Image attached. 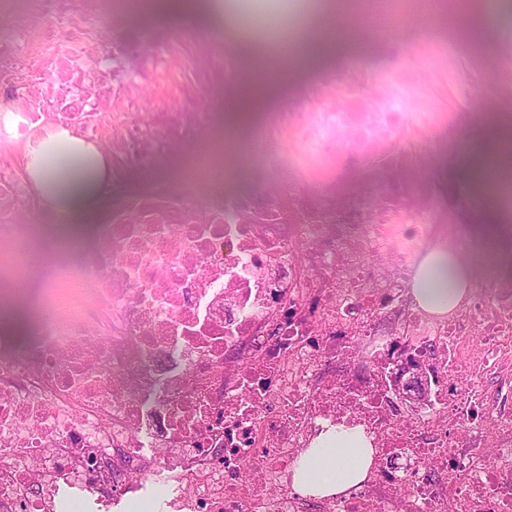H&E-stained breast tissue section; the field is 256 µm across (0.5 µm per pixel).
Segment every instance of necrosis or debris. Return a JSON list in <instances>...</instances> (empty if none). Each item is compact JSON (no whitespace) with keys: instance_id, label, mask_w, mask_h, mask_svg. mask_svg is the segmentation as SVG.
Wrapping results in <instances>:
<instances>
[{"instance_id":"4bbe7bcc","label":"necrosis or debris","mask_w":512,"mask_h":512,"mask_svg":"<svg viewBox=\"0 0 512 512\" xmlns=\"http://www.w3.org/2000/svg\"><path fill=\"white\" fill-rule=\"evenodd\" d=\"M96 72L60 57L29 97ZM53 121L109 150L117 175L210 116L158 125L99 96ZM196 168L92 242L64 240L31 296L19 258L41 214L6 220L22 192L0 175V305L25 297L32 313L26 335L0 331V512H85V497L121 499L163 461L184 474L170 512H512V283L431 320L409 288L439 231L403 192L377 222L272 187L211 194L198 214L223 166ZM406 371L428 380L412 417L394 392ZM327 424L369 436L370 472L306 498L293 471ZM65 485L84 499L62 501Z\"/></svg>"}]
</instances>
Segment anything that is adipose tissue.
Returning a JSON list of instances; mask_svg holds the SVG:
<instances>
[{
  "label": "adipose tissue",
  "mask_w": 512,
  "mask_h": 512,
  "mask_svg": "<svg viewBox=\"0 0 512 512\" xmlns=\"http://www.w3.org/2000/svg\"><path fill=\"white\" fill-rule=\"evenodd\" d=\"M331 0H323L309 25L295 67L333 51L326 23ZM26 176L38 202L59 224L95 217L112 197V161L98 145L62 126L32 134L24 151ZM413 300L426 313L443 318L464 303L474 289V260L458 247L427 251L410 284ZM373 457L371 442L358 428L342 425L320 430L299 456L293 485L302 496L335 497L367 479Z\"/></svg>",
  "instance_id": "adipose-tissue-1"
}]
</instances>
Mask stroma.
<instances>
[{
    "mask_svg": "<svg viewBox=\"0 0 512 512\" xmlns=\"http://www.w3.org/2000/svg\"><path fill=\"white\" fill-rule=\"evenodd\" d=\"M341 2L349 16L347 48L287 78L272 74L275 94L241 120L226 112L252 81V65L238 47L240 30L286 37L302 12L250 0L234 25L217 33L190 15L154 14L152 0H67L72 18L103 10L112 17L108 29L79 31L48 15L39 0H5L0 44L17 50L13 79L0 84V108H25V86L67 50L96 62L112 57L111 78L77 85L68 98L71 111H80L82 98L108 94L116 112L219 114L213 128L113 187L104 220L136 190L178 179L196 158L223 148L230 129L255 161L241 167L225 157V194L284 183L296 196L292 173L261 149L266 131L277 125L286 151L316 173L318 192L340 205L373 204L398 182L420 223L452 232L463 224L512 225V183L474 173L488 149L500 170L512 173V8L490 0L486 28L471 36L459 25L467 0H435L423 23L413 13L415 0H389L388 36L373 27L372 0ZM492 67L498 76L490 82L485 73Z\"/></svg>",
    "mask_w": 512,
    "mask_h": 512,
    "instance_id": "35a3bbf8",
    "label": "stroma"
}]
</instances>
